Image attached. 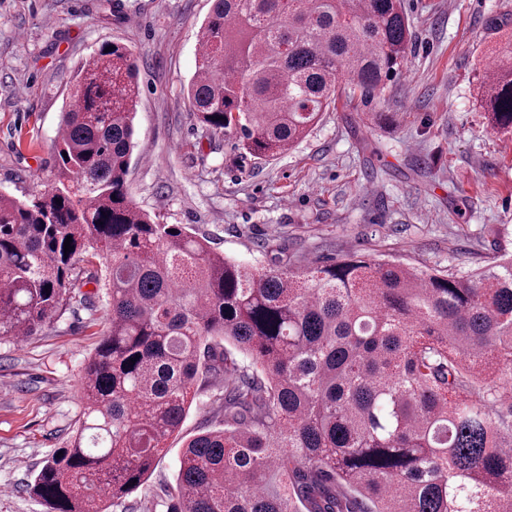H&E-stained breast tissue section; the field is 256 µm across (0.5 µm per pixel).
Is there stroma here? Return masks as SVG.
Returning a JSON list of instances; mask_svg holds the SVG:
<instances>
[{
  "label": "stroma",
  "instance_id": "1",
  "mask_svg": "<svg viewBox=\"0 0 512 512\" xmlns=\"http://www.w3.org/2000/svg\"><path fill=\"white\" fill-rule=\"evenodd\" d=\"M0 0V193L53 183L54 145L81 63L107 43L137 59L127 189L142 209L207 235L244 267L355 256L467 272L512 255V137L493 132L475 75L512 25V0H405L413 49L370 102L339 99L274 159L197 123L185 89L213 0ZM105 302L71 305L37 335L0 338V512H46L27 485L81 415L83 368ZM194 403L147 485L163 494L184 440L210 428Z\"/></svg>",
  "mask_w": 512,
  "mask_h": 512
}]
</instances>
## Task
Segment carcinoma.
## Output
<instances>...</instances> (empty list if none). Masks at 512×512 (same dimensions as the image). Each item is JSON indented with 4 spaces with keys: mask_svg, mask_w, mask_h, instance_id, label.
I'll list each match as a JSON object with an SVG mask.
<instances>
[{
    "mask_svg": "<svg viewBox=\"0 0 512 512\" xmlns=\"http://www.w3.org/2000/svg\"><path fill=\"white\" fill-rule=\"evenodd\" d=\"M198 43L197 121L273 158L340 94L382 93L412 31L403 0H214ZM491 55L481 104L511 134V30ZM136 69L118 43L82 63L58 180L0 194V338L76 298L93 309L89 284L110 311L79 425L30 492L47 512L124 504L222 383V420L182 449L167 512H512V256L467 273L356 257L246 270L129 198Z\"/></svg>",
    "mask_w": 512,
    "mask_h": 512,
    "instance_id": "obj_1",
    "label": "carcinoma"
}]
</instances>
